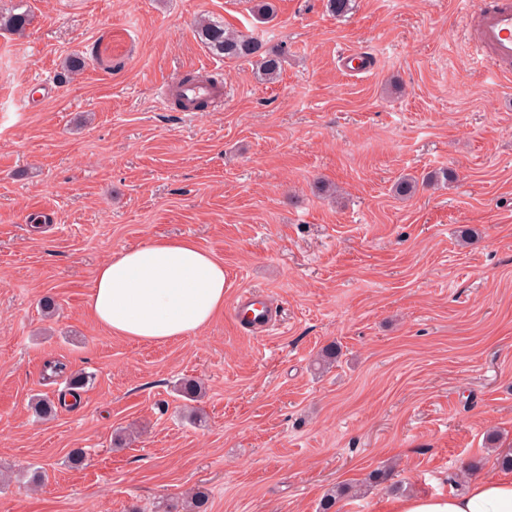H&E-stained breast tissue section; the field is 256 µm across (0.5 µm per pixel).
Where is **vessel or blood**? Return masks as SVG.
I'll use <instances>...</instances> for the list:
<instances>
[{
    "label": "vessel or blood",
    "instance_id": "b4317fda",
    "mask_svg": "<svg viewBox=\"0 0 512 512\" xmlns=\"http://www.w3.org/2000/svg\"><path fill=\"white\" fill-rule=\"evenodd\" d=\"M473 63L487 69L497 80L512 78V0H473L467 10ZM186 103L215 98L214 88L206 81L191 83L174 79L162 89V103L172 97ZM233 317L245 330L263 334L277 320V312L268 299L250 290L240 292L232 309Z\"/></svg>",
    "mask_w": 512,
    "mask_h": 512
}]
</instances>
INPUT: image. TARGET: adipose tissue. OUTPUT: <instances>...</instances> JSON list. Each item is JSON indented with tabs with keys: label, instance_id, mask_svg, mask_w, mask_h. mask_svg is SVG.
<instances>
[{
	"label": "adipose tissue",
	"instance_id": "1",
	"mask_svg": "<svg viewBox=\"0 0 512 512\" xmlns=\"http://www.w3.org/2000/svg\"><path fill=\"white\" fill-rule=\"evenodd\" d=\"M224 265L188 238L126 249L96 270L88 308L114 336L165 343L194 335L224 309ZM390 512H512V470L445 496L396 499Z\"/></svg>",
	"mask_w": 512,
	"mask_h": 512
}]
</instances>
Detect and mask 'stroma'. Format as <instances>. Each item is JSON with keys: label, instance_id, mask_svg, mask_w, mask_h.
Listing matches in <instances>:
<instances>
[{"label": "stroma", "instance_id": "stroma-1", "mask_svg": "<svg viewBox=\"0 0 512 512\" xmlns=\"http://www.w3.org/2000/svg\"><path fill=\"white\" fill-rule=\"evenodd\" d=\"M18 4L31 24L0 31V512H170L194 486L210 512H316L335 485L354 489L337 512H386L495 475L512 450V82L472 63L466 0H355L340 18L274 0L268 23L248 0L0 11ZM204 16L283 47L279 78L213 55ZM76 52L85 70L58 83ZM349 52L373 68L346 74ZM190 74L223 100L162 106ZM176 237L223 262L225 312L161 344L108 334L87 306L98 266ZM247 288L282 312L267 335L232 317ZM57 359L92 381L43 421L29 401L53 394ZM190 377L194 404L176 390ZM123 428L138 437L115 446Z\"/></svg>", "mask_w": 512, "mask_h": 512}]
</instances>
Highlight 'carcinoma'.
<instances>
[{"label": "carcinoma", "instance_id": "1", "mask_svg": "<svg viewBox=\"0 0 512 512\" xmlns=\"http://www.w3.org/2000/svg\"><path fill=\"white\" fill-rule=\"evenodd\" d=\"M32 21V16L27 11L0 12V30H6L15 34L22 33ZM197 35L200 41L209 50L229 60H245L253 63L259 76L272 81L279 75L284 52L280 48L268 47L257 38L238 31L230 30L224 23L203 18L197 25ZM86 66L83 57L72 54L67 56L58 72V79L64 83L70 82L74 76L80 74ZM67 364L60 360H51L44 365L45 379L65 377L66 391L52 399L48 396H37L31 401V408L35 415L41 419L54 417L58 409L66 406V397L73 399L71 406H76L79 398V390L83 389L89 376L82 372L66 373ZM179 392L188 401H197L203 394L202 383L196 379H185L181 382ZM185 512H209V494L200 488L193 489L184 499Z\"/></svg>", "mask_w": 512, "mask_h": 512}]
</instances>
